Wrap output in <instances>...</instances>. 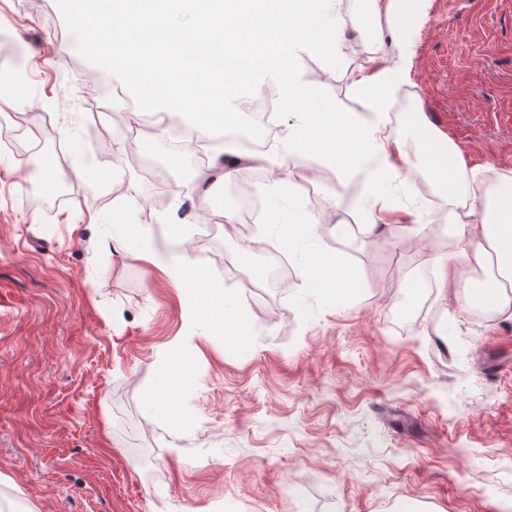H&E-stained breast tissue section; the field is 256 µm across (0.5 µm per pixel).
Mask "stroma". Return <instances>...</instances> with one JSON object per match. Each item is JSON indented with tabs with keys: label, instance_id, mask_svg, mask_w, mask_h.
Returning a JSON list of instances; mask_svg holds the SVG:
<instances>
[{
	"label": "stroma",
	"instance_id": "stroma-1",
	"mask_svg": "<svg viewBox=\"0 0 512 512\" xmlns=\"http://www.w3.org/2000/svg\"><path fill=\"white\" fill-rule=\"evenodd\" d=\"M354 2L330 0L336 31L298 72L321 69L322 94L366 118L357 75L379 55L404 62L391 103L410 98L467 175L512 178V0H415L402 40L380 43L386 20L360 31ZM7 47L28 76L0 90V135L19 112L44 137L17 153L0 139V512H512V319L472 316L463 264L438 291L457 241L430 217L417 157L385 178L394 212L372 236V191L317 185L310 243L361 273L355 297L325 298L292 256L266 298L224 269L261 279L281 248L237 229L239 175L193 206L191 153L126 139L114 119L160 104L92 54L62 0H0ZM301 120L278 114L254 183L263 223L298 211L285 147ZM69 169L86 176L60 188ZM144 229L236 299L241 334L188 320L180 288L122 249Z\"/></svg>",
	"mask_w": 512,
	"mask_h": 512
}]
</instances>
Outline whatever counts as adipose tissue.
Listing matches in <instances>:
<instances>
[{"mask_svg":"<svg viewBox=\"0 0 512 512\" xmlns=\"http://www.w3.org/2000/svg\"><path fill=\"white\" fill-rule=\"evenodd\" d=\"M64 3L71 26L88 31L96 53L112 69L147 83L159 95L165 111L189 121L199 137H211L216 128L223 126L229 106L244 103L240 87L224 76L225 29L221 11L211 10L209 20L202 22L193 11L175 8L173 0H158L152 27L156 40L163 42L165 49L149 56L145 53L144 38L130 21L125 0ZM287 18L288 30L271 37V51L256 56L251 63L252 93H259L262 88L260 74L294 71L299 52L320 48L333 31L327 21L326 0H288ZM406 78V67L383 62L356 79L359 92L372 103L371 118L362 137L356 140L348 137L353 127L350 115L337 111L333 103L320 97L317 82L299 77L289 80L284 105L300 110L304 127L318 132L310 141L304 140L301 133H290L289 155L315 154L327 167L343 174L363 163L390 167L408 159L415 150L422 166L448 193L460 192L470 199H481V183L466 177L457 151L447 139L419 125L401 137L386 133V96L395 92ZM499 197V204L483 224H471L469 213H456L455 256L465 260L473 255L484 265L496 267V274L487 277L493 288L489 307L512 318V291L503 283L504 278L512 279V179L502 186ZM314 221L313 214L304 215L294 231L283 235L282 242L289 252L299 253L303 265L314 272L317 288L331 300L347 301L362 283L360 273L346 266L338 255L299 250ZM129 245L152 258L182 288L185 305L192 315L216 321L218 327L227 329L242 323L233 300L209 287L188 253L159 250L147 233L138 234Z\"/></svg>","mask_w":512,"mask_h":512,"instance_id":"obj_1","label":"adipose tissue"}]
</instances>
